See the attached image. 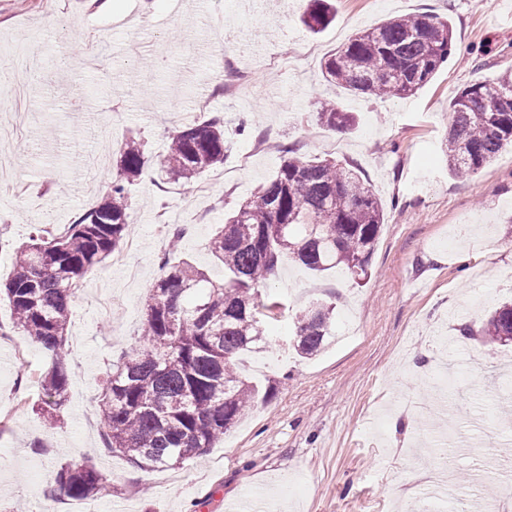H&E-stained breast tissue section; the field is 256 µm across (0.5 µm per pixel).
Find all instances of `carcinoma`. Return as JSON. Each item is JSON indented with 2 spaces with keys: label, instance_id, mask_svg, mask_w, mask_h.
Returning <instances> with one entry per match:
<instances>
[{
  "label": "carcinoma",
  "instance_id": "cac0c4a2",
  "mask_svg": "<svg viewBox=\"0 0 512 512\" xmlns=\"http://www.w3.org/2000/svg\"><path fill=\"white\" fill-rule=\"evenodd\" d=\"M334 17L329 0H307L300 15L312 31ZM452 50L448 20L396 17L356 33L323 68L328 81L351 93L403 99L429 82ZM449 111L442 146L448 173L475 174L512 146V72L467 85ZM312 118L327 131L356 122L332 101ZM226 152L220 114L183 124L157 161L160 176L190 189L204 172L224 164ZM279 153L275 175L229 213L211 239L224 279L215 281L187 261L168 264L145 301L139 346L112 363L100 399L106 447L144 468H172L205 453L257 405L259 389L241 376L238 361L267 343L268 324L288 316L284 296L260 291L282 258L316 273L343 268L358 279L371 275L384 208L360 171L333 159H305L284 143ZM148 161L143 143H125L107 197L59 235L36 229L0 284L13 311L12 328L51 352L41 378L47 415L67 401L73 299L86 274L123 244L130 224L126 185ZM335 322L334 304L312 302L292 316L289 345L312 356L335 336ZM457 331L489 346L512 344V303L500 305L480 327L464 323ZM55 481L67 496L87 499L101 490L102 477L83 463L62 467Z\"/></svg>",
  "mask_w": 512,
  "mask_h": 512
}]
</instances>
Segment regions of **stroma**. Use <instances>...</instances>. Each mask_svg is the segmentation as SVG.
Instances as JSON below:
<instances>
[{"label": "stroma", "mask_w": 512, "mask_h": 512, "mask_svg": "<svg viewBox=\"0 0 512 512\" xmlns=\"http://www.w3.org/2000/svg\"><path fill=\"white\" fill-rule=\"evenodd\" d=\"M336 19L314 34L298 20L302 0L273 13L265 0H0V47L37 53L30 71L0 75V279L33 227L74 223L97 206L124 142L149 156L166 148L180 113L203 92L224 117L223 165L204 173L211 194L187 192L145 166L129 184L127 264L105 260L86 275L67 331L69 400L57 420L41 411L38 379L51 356L13 333L0 345V409L19 373L30 397L0 428V512L62 498L68 462H90L103 479L96 512H234L242 496L261 512H455L469 495L512 512V345L467 341L443 392L429 377L451 351L456 327L512 298V147L478 173L448 172L442 140L448 105L465 86L512 69V0H336ZM435 15L453 28V53L406 99L347 94L322 75L324 58L355 33L400 16ZM52 19L71 32L58 40ZM259 65L255 86L215 89L223 63ZM357 113L339 133L311 122L319 102ZM307 158L356 167L385 207L370 278L315 275L282 261L268 292L336 304L354 336L302 358L270 337L242 369L267 396L214 448L162 482L109 451L99 394L112 363L136 344L143 304L167 268L168 231L184 225L177 258L224 276L211 237L225 213L269 180L276 144ZM28 354L20 369L14 346Z\"/></svg>", "instance_id": "stroma-1"}]
</instances>
